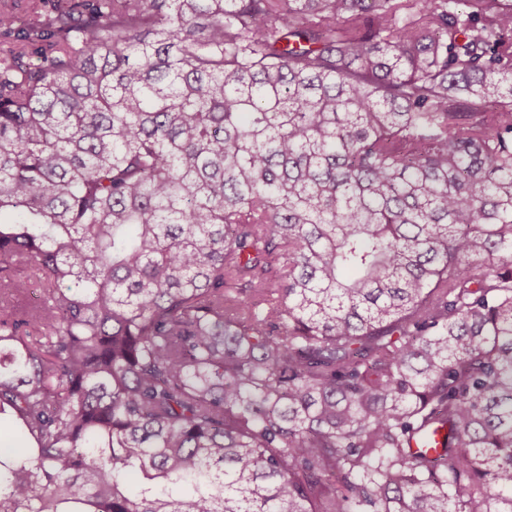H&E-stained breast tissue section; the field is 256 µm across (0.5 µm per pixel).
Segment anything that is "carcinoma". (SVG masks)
I'll return each instance as SVG.
<instances>
[{"instance_id": "cac0c4a2", "label": "carcinoma", "mask_w": 512, "mask_h": 512, "mask_svg": "<svg viewBox=\"0 0 512 512\" xmlns=\"http://www.w3.org/2000/svg\"><path fill=\"white\" fill-rule=\"evenodd\" d=\"M8 4L0 512H512V0Z\"/></svg>"}]
</instances>
